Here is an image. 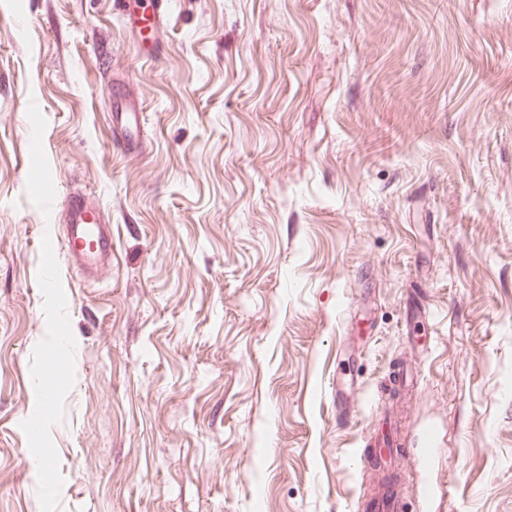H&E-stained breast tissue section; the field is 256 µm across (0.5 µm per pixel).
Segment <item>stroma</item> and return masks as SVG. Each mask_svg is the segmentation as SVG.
<instances>
[{
    "mask_svg": "<svg viewBox=\"0 0 512 512\" xmlns=\"http://www.w3.org/2000/svg\"><path fill=\"white\" fill-rule=\"evenodd\" d=\"M169 6L152 58L0 0V512H355L391 430L423 512H512V0ZM140 108L135 100L122 96L112 113V142L122 151L139 148ZM62 247L70 262L84 273L112 266V228L103 213L79 193L61 200Z\"/></svg>",
    "mask_w": 512,
    "mask_h": 512,
    "instance_id": "35a3bbf8",
    "label": "stroma"
}]
</instances>
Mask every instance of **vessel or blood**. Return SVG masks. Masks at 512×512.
I'll return each mask as SVG.
<instances>
[{"instance_id": "1", "label": "vessel or blood", "mask_w": 512, "mask_h": 512, "mask_svg": "<svg viewBox=\"0 0 512 512\" xmlns=\"http://www.w3.org/2000/svg\"><path fill=\"white\" fill-rule=\"evenodd\" d=\"M132 36H141L143 29L153 33L164 31L170 18L167 0H143L140 9L130 8L120 0ZM140 108L137 101L120 97L112 115V142L121 150L139 147ZM63 217L62 246L70 262L84 273H94L112 264V228L102 212L79 193H70L61 200ZM407 499L395 474H382L371 493L359 501L361 512H405Z\"/></svg>"}]
</instances>
